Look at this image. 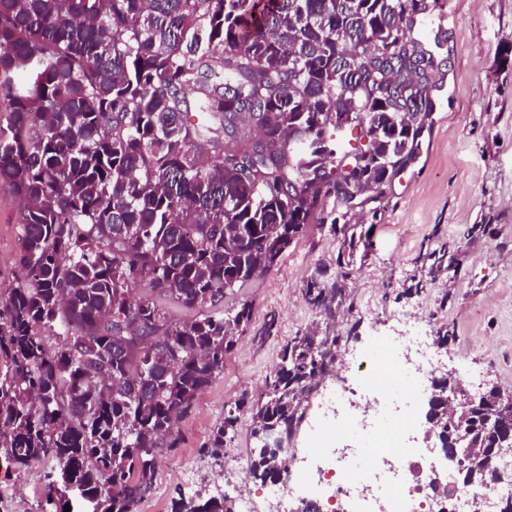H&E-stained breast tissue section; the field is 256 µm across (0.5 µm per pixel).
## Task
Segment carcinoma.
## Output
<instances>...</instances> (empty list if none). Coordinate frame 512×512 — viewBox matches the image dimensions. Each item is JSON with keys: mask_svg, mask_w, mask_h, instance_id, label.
I'll list each match as a JSON object with an SVG mask.
<instances>
[{"mask_svg": "<svg viewBox=\"0 0 512 512\" xmlns=\"http://www.w3.org/2000/svg\"><path fill=\"white\" fill-rule=\"evenodd\" d=\"M444 0H0V185L25 247L0 288V461L44 475L55 512H139L177 424L224 370L252 319L238 299L308 224L336 211V184L373 210L420 153L434 74L423 19ZM352 114L343 130L336 113ZM358 132V146L349 136ZM319 270L305 300L354 310ZM144 295L131 299L136 287ZM167 304L202 308L176 320ZM339 335L289 339L266 377L224 409L200 448L215 464L251 416V475L274 483L317 371ZM512 395L494 434L463 416V481H498ZM443 400L428 405L438 447ZM171 512H237L224 494L179 491Z\"/></svg>", "mask_w": 512, "mask_h": 512, "instance_id": "carcinoma-1", "label": "carcinoma"}]
</instances>
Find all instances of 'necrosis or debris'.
<instances>
[{"label": "necrosis or debris", "mask_w": 512, "mask_h": 512, "mask_svg": "<svg viewBox=\"0 0 512 512\" xmlns=\"http://www.w3.org/2000/svg\"><path fill=\"white\" fill-rule=\"evenodd\" d=\"M444 358L434 339L409 327L372 338L353 359L349 378L315 388L316 407L300 458L260 494L236 488L240 512H301L319 502L325 512H474V502L512 498V484L463 485L444 472L433 432L422 427L415 402L432 393ZM447 485L436 489V478Z\"/></svg>", "instance_id": "necrosis-or-debris-1"}]
</instances>
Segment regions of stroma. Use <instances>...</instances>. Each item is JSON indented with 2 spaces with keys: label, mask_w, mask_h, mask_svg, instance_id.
Returning a JSON list of instances; mask_svg holds the SVG:
<instances>
[{
  "label": "stroma",
  "mask_w": 512,
  "mask_h": 512,
  "mask_svg": "<svg viewBox=\"0 0 512 512\" xmlns=\"http://www.w3.org/2000/svg\"><path fill=\"white\" fill-rule=\"evenodd\" d=\"M427 18L448 68L431 92L433 111L416 160L394 181L378 213L358 214L352 247L330 225L310 224L277 266L239 293L252 321L224 370L195 401L178 429L177 450L159 457L152 493L140 512H170L176 489L211 495L224 470L201 456L214 425L242 393L260 394L288 339L307 332L354 331L343 356L372 336L393 333L399 317L437 333L454 330L448 366L482 373L512 392V0H447ZM487 224L468 238L466 227ZM18 204L0 187V287L15 280ZM447 248L441 268L427 252ZM344 258L355 300L331 320L302 291L319 268L335 274ZM419 295L404 297L405 289ZM44 463L22 471L0 465V512H49Z\"/></svg>",
  "instance_id": "35a3bbf8"
}]
</instances>
